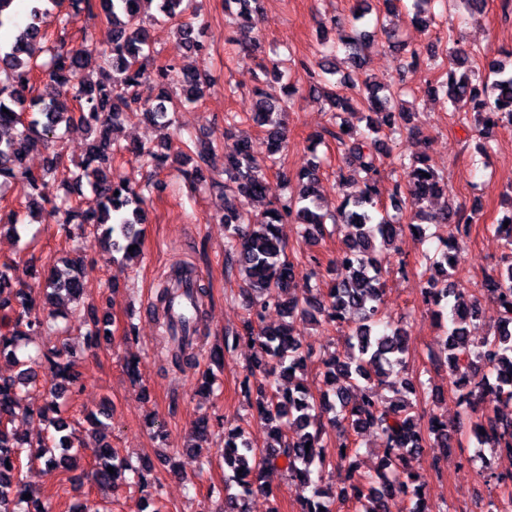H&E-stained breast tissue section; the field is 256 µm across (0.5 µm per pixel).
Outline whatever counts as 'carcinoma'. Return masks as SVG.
Returning <instances> with one entry per match:
<instances>
[{"instance_id":"obj_1","label":"carcinoma","mask_w":512,"mask_h":512,"mask_svg":"<svg viewBox=\"0 0 512 512\" xmlns=\"http://www.w3.org/2000/svg\"><path fill=\"white\" fill-rule=\"evenodd\" d=\"M60 0H29L27 21L20 34L0 52V185L18 181L28 206L48 201L50 188L58 176H66L67 167L59 128L78 122L90 132L83 169L97 177L95 190L100 198L98 209L85 211L67 197H57L46 212L44 221L65 230L72 224L92 226L96 241L123 253L128 260L140 249V225L146 223V206L160 193L162 184L148 180L138 187L112 171V160L124 147L110 137L117 120L139 116L158 128L170 126L171 113L186 105L200 102L212 87V79L204 71H181L172 63L155 69L154 80L159 88L155 99L141 96L139 87L147 63L158 54L150 41V22L162 19L171 24L181 47L201 57L209 54L199 0H70L71 10L62 14L60 35L52 38L41 28L40 18L46 4ZM228 14H236V44L248 49L252 32L258 23V0H225ZM457 11L480 12L484 0H412L411 20L429 27L435 24V4ZM100 11L112 25V46L97 51L85 42L73 44L68 38L69 25L80 12ZM339 42L348 49L349 58L358 69L364 52L372 43V34L355 29L352 34L338 33ZM438 52L431 46L426 51L410 52L407 67L436 60ZM448 81L427 88L429 94H443L462 123L474 120L485 133L488 127L502 122L512 124V67L502 59L488 57L484 74L469 65V53L460 47L450 51ZM271 72L280 83V94L265 89L254 90L255 109L250 120L266 133L268 154L260 161L244 138L233 134L236 116H225L224 138L195 139L194 153L200 164L186 176L203 182L214 172L216 159L224 160V181L214 186L232 191L250 201L266 198L268 185L264 169L279 162L278 155L288 148L285 117L299 94L291 81L288 63L278 59ZM359 97L347 95L335 82L327 91L331 118L338 113L363 107L368 111L366 131L338 125L327 133L344 148L346 163L352 174H339L337 189L342 200L336 211H322L321 197L315 185L320 178L321 163L312 156L299 173V196H285L271 207L254 213L243 207L224 212V254L243 274L240 293L256 294L260 300L251 302L243 328L225 341L231 349L243 343L254 350L253 364L241 382L247 401L253 402L260 418L269 423L288 420L292 433L272 430V441L266 449H257L236 428L224 434V497L225 512H249L245 502L253 492L265 486V473L282 467L300 490L302 512H335L336 503L355 500L358 512H390L389 503L398 494L409 497L410 512H429L422 485L416 483L414 462L425 448L450 446L457 427L434 417L424 427L414 414L411 396L427 395L428 387L421 379L406 378L396 389L397 398L384 402L376 386L404 369L408 344L403 328L386 319L383 308L382 268L387 251L403 228L421 233L414 219L421 214V205L447 191L444 178L427 164L423 154L411 158L392 156L388 142L409 128L411 116L403 110L402 84L378 85L364 79ZM31 151L44 152V164L33 172L25 165ZM132 153L157 166L180 165L179 156H170L168 147L159 142L141 141ZM389 159L408 178L409 192L401 182L394 183L390 194V214L377 199L376 182L380 167ZM362 184L351 195V181ZM507 213L495 226L503 241L504 257L488 272L480 289L492 296L501 313V323L493 335L479 340L471 338L467 327L480 316L477 301L458 290L451 281L455 268V251L459 236L468 230L469 220L461 209L449 204L430 215L433 224L448 227L443 248L423 255L422 268L431 272L423 287L426 303L435 307L437 321L450 311L449 325L443 331L444 363L452 373V383L459 404L471 411L469 432L477 444L495 453L512 455V414L504 409L512 406V193ZM408 212V224L396 223V215ZM509 225H504V222ZM348 224L353 232L333 263V278L327 288L320 286L315 271L319 260L312 257L310 268L303 272L291 261L279 235L281 224H301L306 236L324 230L325 224ZM173 272L184 277L187 294L197 310L205 312L207 291L195 270L179 264ZM84 260L63 258L50 265L34 284L24 286L21 276H33L27 263L8 260L0 263V310L11 314V330L0 335V358L13 361L18 367L14 377L0 376V512H52L47 499H26L32 493L23 480V462H39L49 474L70 472L75 463L74 436L70 421L63 417L67 402L80 382V373L73 369L67 354L54 350L43 355L20 356L17 351L33 336L51 335L56 331L55 318L68 314L69 304L81 292ZM306 288L295 293L297 278ZM171 303L170 281L161 284L152 305L161 328L160 356L181 372L197 369V353L188 345H172L166 336ZM277 308L283 321L277 325L264 322L266 309ZM320 315L328 323L347 321L352 324L348 350L324 361L327 377L344 383L316 397L308 391L297 373L305 370L312 357L292 324ZM84 340L88 348L99 345L101 334L108 329L90 318ZM50 372L48 410L34 412L26 405L27 389L38 382V369ZM37 417L53 428L51 444L33 446L17 434L12 423L19 413ZM329 416L336 427V451H324L321 419ZM376 430L384 450L374 473L359 474L349 488L331 492L323 483V473L339 461L359 454L348 440L351 433ZM93 481L109 487L130 472L143 481L139 468L130 464L106 442L93 449ZM113 472H108V468Z\"/></svg>"}]
</instances>
